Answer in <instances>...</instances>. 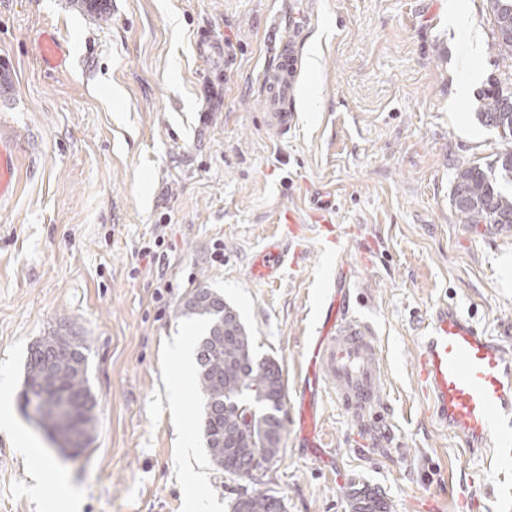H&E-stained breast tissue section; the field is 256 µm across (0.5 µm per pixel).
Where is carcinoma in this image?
<instances>
[{
  "mask_svg": "<svg viewBox=\"0 0 512 512\" xmlns=\"http://www.w3.org/2000/svg\"><path fill=\"white\" fill-rule=\"evenodd\" d=\"M493 15L494 43L498 55L512 60V38L502 33L504 20L512 21V0H489ZM481 122L495 129L501 139L512 143V83L491 78L484 92ZM512 184V148L497 153L490 168L469 165L457 169L450 201L463 224H489L512 230V194L501 190L500 182ZM214 302H202L193 311L180 307V314L205 322L196 344L199 391L203 400L202 437L211 461L224 472L239 476L260 469L273 461L279 444L269 441V431L283 429L280 417L285 398L282 371L271 359L254 353L253 339L242 321L224 323L219 335L218 318L213 305L233 310L224 296L214 292ZM59 347L66 350L79 369L71 373L49 372L48 357ZM88 348L82 337L70 330H58L34 342L25 363L22 400H38L44 406V420L51 425L62 407L81 425L83 441L88 445L93 431L94 411L98 406L88 377ZM231 512H285L283 498L270 493H241L230 504Z\"/></svg>",
  "mask_w": 512,
  "mask_h": 512,
  "instance_id": "cac0c4a2",
  "label": "carcinoma"
}]
</instances>
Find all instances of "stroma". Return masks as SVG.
Segmentation results:
<instances>
[{
	"label": "stroma",
	"instance_id": "stroma-1",
	"mask_svg": "<svg viewBox=\"0 0 512 512\" xmlns=\"http://www.w3.org/2000/svg\"><path fill=\"white\" fill-rule=\"evenodd\" d=\"M0 0V136L17 146L0 200V384L16 431L0 430V512H230L239 493L273 491L286 512H349L353 484L387 512H512V473L483 465L432 417L417 383L422 323L454 302L487 334L512 330L500 258L512 231L459 221L458 167H488L505 143L479 119L489 78L512 70L493 50L488 0ZM297 33L315 69L298 80L294 129L279 136L259 95L267 29ZM215 38L208 59L198 30ZM66 55L40 57L44 33ZM326 204L335 241L314 218ZM292 213L301 255L281 281L250 267ZM163 235L161 261L140 248ZM224 258L215 260V243ZM386 351L379 436L324 396L320 459L292 425L303 346L326 282ZM209 287L241 315L255 353L279 363L286 396L277 461L253 477L214 470L188 380L183 415L167 341L199 336L179 316ZM89 346L93 437L60 451L24 411L32 343L61 328Z\"/></svg>",
	"mask_w": 512,
	"mask_h": 512
}]
</instances>
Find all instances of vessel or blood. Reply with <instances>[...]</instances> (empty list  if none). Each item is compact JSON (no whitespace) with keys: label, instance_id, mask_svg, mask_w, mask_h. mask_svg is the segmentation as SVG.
<instances>
[{"label":"vessel or blood","instance_id":"1","mask_svg":"<svg viewBox=\"0 0 512 512\" xmlns=\"http://www.w3.org/2000/svg\"><path fill=\"white\" fill-rule=\"evenodd\" d=\"M267 48L271 60L262 74L260 95L269 124L285 135L297 118L293 101L299 52L293 32L271 27ZM16 161L12 145L0 140V198L10 191ZM291 247V239H270L253 263L254 278L277 279ZM511 343L510 337L480 332L449 303L432 311L419 338L417 376L434 417L466 453L492 449L497 464L512 461V360L505 356ZM384 365L379 337L351 316L336 294H329L321 328L304 351L303 386L293 420L300 437H314L315 397L328 391L338 407L361 421L363 430H372L373 415L384 405Z\"/></svg>","mask_w":512,"mask_h":512}]
</instances>
